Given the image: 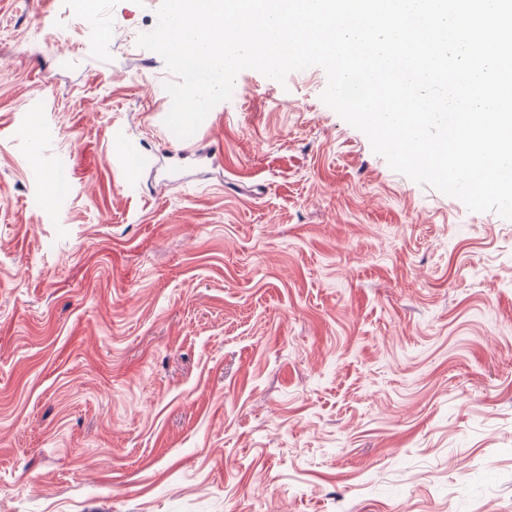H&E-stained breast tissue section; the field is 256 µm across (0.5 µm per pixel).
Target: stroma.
<instances>
[{"mask_svg": "<svg viewBox=\"0 0 512 512\" xmlns=\"http://www.w3.org/2000/svg\"><path fill=\"white\" fill-rule=\"evenodd\" d=\"M160 4L0 0V512H512V220L318 67L177 138Z\"/></svg>", "mask_w": 512, "mask_h": 512, "instance_id": "35a3bbf8", "label": "stroma"}]
</instances>
